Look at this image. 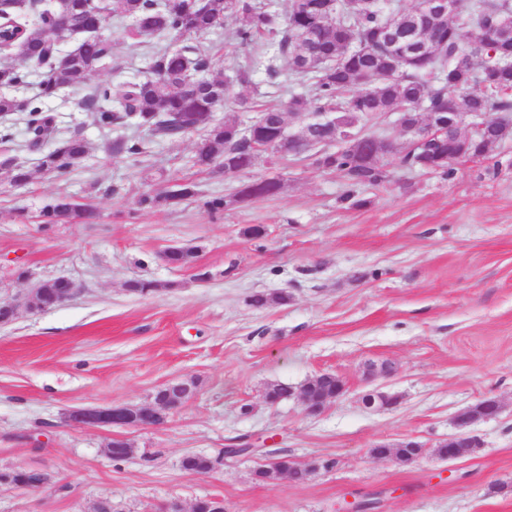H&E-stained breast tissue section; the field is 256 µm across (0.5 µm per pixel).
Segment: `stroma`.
Here are the masks:
<instances>
[{"label": "stroma", "instance_id": "35a3bbf8", "mask_svg": "<svg viewBox=\"0 0 512 512\" xmlns=\"http://www.w3.org/2000/svg\"><path fill=\"white\" fill-rule=\"evenodd\" d=\"M110 33L118 59L90 83L126 80L146 67L144 51ZM79 91L45 101L61 126L81 125L88 158L69 174L35 172L23 188L0 173V288L66 277L81 291L61 306L20 311L0 326V470L48 472L36 491L0 484V512H167L219 497L224 512H512V140L445 179L389 156L383 188H350L305 157L261 154L238 175L201 171L196 135L149 138L139 158H112ZM278 177L268 199L207 212L200 200L233 195L246 182ZM197 183L200 199L138 210V192ZM353 193L354 202L344 199ZM59 193L92 204L93 224L42 227L38 214ZM264 229L250 236V227ZM193 248L173 267L160 255ZM159 283L150 295L129 282ZM288 301L254 307V294ZM390 375L367 376L369 365ZM340 376L345 393L309 414L295 391L314 376ZM174 379L197 384L194 398L163 426L87 429L64 419L78 405L147 402ZM294 394L268 405V385ZM371 391L395 396L366 407ZM497 400L495 418L471 428L480 445L444 460L436 446L456 433L458 414ZM133 447L115 461L113 437ZM247 442L253 456L220 470L182 469L188 454L215 456ZM417 442L410 463L376 458L383 443ZM305 466L327 460L303 483L255 480L265 460Z\"/></svg>", "mask_w": 512, "mask_h": 512}]
</instances>
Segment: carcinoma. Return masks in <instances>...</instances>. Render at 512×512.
I'll use <instances>...</instances> for the list:
<instances>
[{"mask_svg":"<svg viewBox=\"0 0 512 512\" xmlns=\"http://www.w3.org/2000/svg\"><path fill=\"white\" fill-rule=\"evenodd\" d=\"M505 0H460L453 16L424 22L415 8H404L398 0H370L363 8L350 10L344 0H290L286 14L270 9L263 0H0V25L10 37L0 41V114H25L28 151L36 154L35 168L65 174L89 154L88 142L78 130L61 128L57 116L41 101L63 91L114 62V46L102 34L113 16L126 21L125 36L148 48L149 61L143 75L118 84L89 87L79 106L93 116L102 131H123L107 144L113 158L135 159L144 153L140 137L131 129L149 126L162 140H175L192 132L198 140L192 156L200 168L217 166L234 175L253 164L250 140L271 141L310 112H340L362 130L363 145L357 150L322 152L310 150L321 163L340 173L351 187L383 186L390 182L387 169L389 137L365 132V127L391 112H401L405 123L424 129L435 112H512V9ZM66 13L82 37L59 67L60 44L52 37L56 20ZM232 14L238 26L234 36L251 47V55L230 64L236 69L240 92L234 99L235 112L255 108L253 73L264 68L272 81L280 76L276 57L261 56L273 47L277 57L288 59L294 72L308 86L304 93L291 92L280 105L258 109L260 120L243 135L235 116L222 119L216 113L226 107L224 79L210 75L219 50L203 42L205 36ZM395 25L426 44V50L407 55L395 63L405 48L379 37ZM40 68L38 92L21 93L29 84L27 63ZM397 71L373 89L360 88V78ZM196 115V130L187 128L182 115ZM512 137V127L491 121L479 139L467 145L468 153L484 157L495 144ZM11 135L0 134V171L8 183L21 187L32 178V169L9 155ZM404 166L442 178L454 176L448 154L433 141L398 150ZM281 188L278 178L248 186L232 202L272 196ZM197 195L190 181L174 182L161 193L143 191L135 198L137 209L153 210L161 203H180ZM41 224H71L77 219L91 222L93 214L58 195L40 209Z\"/></svg>","mask_w":512,"mask_h":512,"instance_id":"carcinoma-1","label":"carcinoma"}]
</instances>
